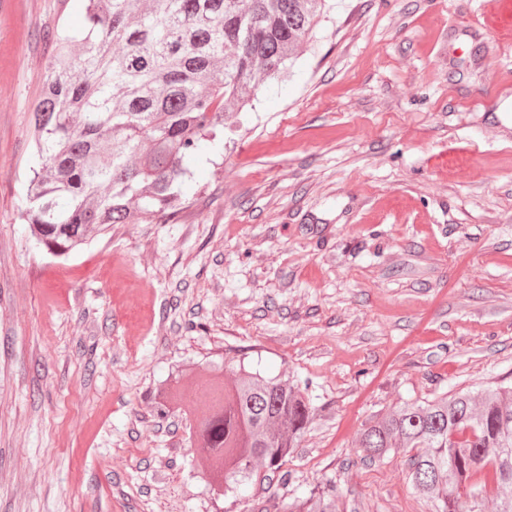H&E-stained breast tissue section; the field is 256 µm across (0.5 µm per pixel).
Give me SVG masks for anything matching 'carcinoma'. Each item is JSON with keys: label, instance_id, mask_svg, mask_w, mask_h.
<instances>
[{"label": "carcinoma", "instance_id": "carcinoma-1", "mask_svg": "<svg viewBox=\"0 0 512 512\" xmlns=\"http://www.w3.org/2000/svg\"><path fill=\"white\" fill-rule=\"evenodd\" d=\"M83 27L44 34L48 73L28 120L21 212L36 245L67 258L114 224H162L186 208L189 162L224 148V114L289 70L326 0H79ZM191 410L207 484L241 491L288 482V457L316 407L287 373L246 355L200 380ZM363 458L409 454L408 482L430 512H512V387L403 402L366 423ZM336 481L289 512H338Z\"/></svg>", "mask_w": 512, "mask_h": 512}]
</instances>
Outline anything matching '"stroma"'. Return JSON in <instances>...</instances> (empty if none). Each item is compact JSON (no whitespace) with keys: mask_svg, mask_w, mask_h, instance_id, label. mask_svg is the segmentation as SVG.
<instances>
[{"mask_svg":"<svg viewBox=\"0 0 512 512\" xmlns=\"http://www.w3.org/2000/svg\"><path fill=\"white\" fill-rule=\"evenodd\" d=\"M60 23L77 0H0V512H225L156 391L231 347L317 407L288 484L234 512L330 478L340 512H429L406 454L356 442L400 402L512 384V0H328L193 161L189 209L64 261L20 220Z\"/></svg>","mask_w":512,"mask_h":512,"instance_id":"stroma-1","label":"stroma"}]
</instances>
